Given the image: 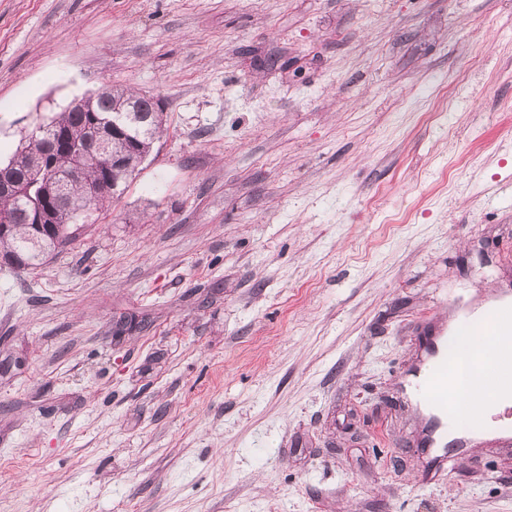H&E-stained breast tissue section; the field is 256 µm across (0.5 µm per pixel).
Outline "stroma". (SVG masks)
Wrapping results in <instances>:
<instances>
[{"mask_svg":"<svg viewBox=\"0 0 512 512\" xmlns=\"http://www.w3.org/2000/svg\"><path fill=\"white\" fill-rule=\"evenodd\" d=\"M106 85L165 130L0 267V512H512L397 392L512 297V0H0V161Z\"/></svg>","mask_w":512,"mask_h":512,"instance_id":"stroma-1","label":"stroma"}]
</instances>
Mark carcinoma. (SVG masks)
<instances>
[{
    "label": "carcinoma",
    "instance_id": "cac0c4a2",
    "mask_svg": "<svg viewBox=\"0 0 512 512\" xmlns=\"http://www.w3.org/2000/svg\"><path fill=\"white\" fill-rule=\"evenodd\" d=\"M133 104L137 111L127 119L125 132L112 134L114 109ZM102 132L103 154L117 155L123 168L105 172L90 157L85 180L98 187L89 195L79 185L63 187L48 176V168L63 174L72 162L68 153H48L46 138L63 136L82 146ZM163 130V113L154 97L132 90L104 86L90 107L65 108L48 120L34 124L21 139L0 174L12 183L0 190V263L16 269H36L52 256L72 246L82 233L80 222L124 192V186L149 155Z\"/></svg>",
    "mask_w": 512,
    "mask_h": 512
}]
</instances>
